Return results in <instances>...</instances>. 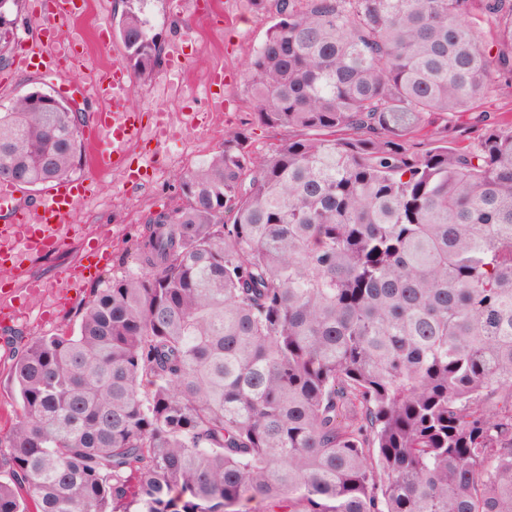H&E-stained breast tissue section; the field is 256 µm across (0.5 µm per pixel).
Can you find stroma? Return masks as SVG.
I'll list each match as a JSON object with an SVG mask.
<instances>
[{
	"instance_id": "stroma-1",
	"label": "stroma",
	"mask_w": 512,
	"mask_h": 512,
	"mask_svg": "<svg viewBox=\"0 0 512 512\" xmlns=\"http://www.w3.org/2000/svg\"><path fill=\"white\" fill-rule=\"evenodd\" d=\"M179 0H148L146 16L151 32L161 48L180 42L187 64L183 68L185 87L176 101H169L163 89L170 72L167 56H160L156 76L148 82L133 81L131 103L144 124H151L154 110L169 105L173 122L159 149L144 146L132 158L133 167L144 172L141 186L133 187L107 176L90 186V194L99 205L94 211H82L76 218L80 235L64 250L38 256L29 263L32 276L54 279L56 273L87 260L89 246L95 243L100 228L112 231V240L100 247V263L93 268L83 288L66 306L53 308L48 301L33 299L31 312L22 321L0 325V449L8 447L10 420L18 409L16 394L10 384L13 359L9 342L16 336H42L77 329L82 306L104 288L112 277L122 275L134 264V249L139 233L151 214L179 204L177 179L199 158L222 147L232 131L248 130L250 149L262 154L271 144L296 137L288 128L268 129L258 124L256 106L244 86L243 73L250 52L261 45L273 23L271 13L255 9L248 0H211L212 11L193 14L178 6ZM120 0H106L105 5L91 4L82 21L90 37H102L107 44L103 62L124 55L122 43L112 35V12ZM221 69L226 78L219 95L224 109H208L210 93L205 84L196 82L197 74ZM84 72L69 67L45 74L20 70L13 65L0 68V103H9L22 92L49 88L56 93L77 95L85 80Z\"/></svg>"
}]
</instances>
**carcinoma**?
Masks as SVG:
<instances>
[{
    "instance_id": "cac0c4a2",
    "label": "carcinoma",
    "mask_w": 512,
    "mask_h": 512,
    "mask_svg": "<svg viewBox=\"0 0 512 512\" xmlns=\"http://www.w3.org/2000/svg\"><path fill=\"white\" fill-rule=\"evenodd\" d=\"M249 2L257 122L300 136L229 133L136 271L21 343L0 512H512V121L480 110L512 97V0ZM144 3L112 15L142 81ZM43 93L0 107V185L81 169L87 113ZM478 110L448 147L435 120ZM479 112H465L448 123V145L465 149L473 145L481 133L482 125L477 122Z\"/></svg>"
}]
</instances>
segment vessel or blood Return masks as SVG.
<instances>
[{"instance_id": "1", "label": "vessel or blood", "mask_w": 512, "mask_h": 512, "mask_svg": "<svg viewBox=\"0 0 512 512\" xmlns=\"http://www.w3.org/2000/svg\"><path fill=\"white\" fill-rule=\"evenodd\" d=\"M88 6V0H36L31 18L41 23L42 37L38 42L22 44L18 65L26 70L50 69L64 63L79 69L86 67L92 57L80 21ZM84 91L101 106L84 132L91 176L114 173L131 183L139 181L141 174L131 168L129 158L134 149L146 143L149 128L129 105L131 81L124 61L117 59L101 68L93 81L85 85ZM87 191L85 182H65L52 187L35 204L20 210L15 204L14 191L1 189L0 213L8 212L11 218L0 225V273L22 284L29 295H41L46 284L30 278L24 266L26 257L60 249L67 226ZM56 280L62 285L57 294L58 302H69L72 291L82 284L83 268L67 267Z\"/></svg>"}]
</instances>
